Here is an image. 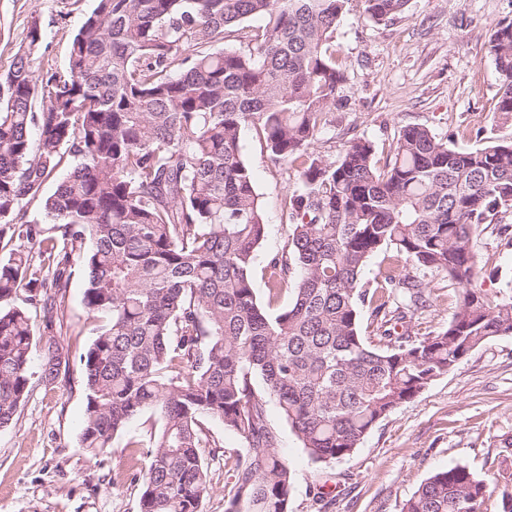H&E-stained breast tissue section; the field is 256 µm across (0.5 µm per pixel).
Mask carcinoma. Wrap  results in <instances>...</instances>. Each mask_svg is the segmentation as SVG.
<instances>
[{
    "instance_id": "cac0c4a2",
    "label": "carcinoma",
    "mask_w": 512,
    "mask_h": 512,
    "mask_svg": "<svg viewBox=\"0 0 512 512\" xmlns=\"http://www.w3.org/2000/svg\"><path fill=\"white\" fill-rule=\"evenodd\" d=\"M95 2L66 73L38 82L21 56L0 75V224L27 241L0 260V427L28 395L36 347L43 382L67 363L57 337L36 335L28 306L49 287L50 305L63 303L64 269L78 261L85 307L102 319L80 356L81 447L103 454L146 417L126 443L149 449L130 474L139 512H202L203 449L220 447L204 419L218 417L246 448L227 512H290L293 472L268 401L312 462L337 461L472 351L512 335V287L488 296L474 250L487 229L512 249V141L459 150L406 125L383 162L358 136L336 157L317 155L326 111L346 106L333 35L349 0ZM362 2L381 24L411 0ZM228 40L240 47L224 49ZM486 49L497 112L512 119V19L496 23ZM251 128L270 161L296 173L288 238L265 266L269 296L291 288L275 312L253 281L267 223L242 151ZM68 157L44 203L52 227L16 225ZM388 251L381 286L363 289L369 259ZM409 267L460 288L448 324L428 336L412 332L430 291ZM487 486L456 465L401 512H483Z\"/></svg>"
}]
</instances>
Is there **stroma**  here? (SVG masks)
Wrapping results in <instances>:
<instances>
[{"instance_id": "obj_1", "label": "stroma", "mask_w": 512, "mask_h": 512, "mask_svg": "<svg viewBox=\"0 0 512 512\" xmlns=\"http://www.w3.org/2000/svg\"><path fill=\"white\" fill-rule=\"evenodd\" d=\"M94 6L95 0H0V74L23 54L36 75L65 72L73 35ZM506 17L512 18V0H412L403 14L375 24L364 19L359 0H352L335 33L348 104L326 114L329 133L317 142V153L326 159L338 155L346 132L373 140L383 159L395 131L416 124L460 149L512 138V124L499 119L498 74L486 54L491 29ZM34 27L42 33L35 46L29 38ZM243 153L268 224L254 269V287L264 302V267L286 241L282 203L294 172L270 165L255 130L245 132ZM475 250L482 286L495 294L502 282L492 271L512 268V250L498 247L488 232L477 237ZM68 274L61 309L39 305L31 311L38 333H46L48 324L61 325L57 338L69 362L54 384L32 378L14 421L0 428V512H139L138 489L128 474L132 462L147 463V451H128L125 443L139 434L140 420H132L99 456L79 443L86 408L80 355L99 323L84 306L82 266L71 264ZM420 277L431 289L432 305L416 315L413 331L424 336L447 324L459 292L434 273ZM267 411L294 474L291 512H316L312 497L319 487L334 501L329 512H400L426 478L448 467L463 465L481 477L512 473V335L472 351L338 461L311 462L277 406L268 404ZM207 425L221 447L207 461L212 491L203 512H225L243 443L221 420Z\"/></svg>"}]
</instances>
